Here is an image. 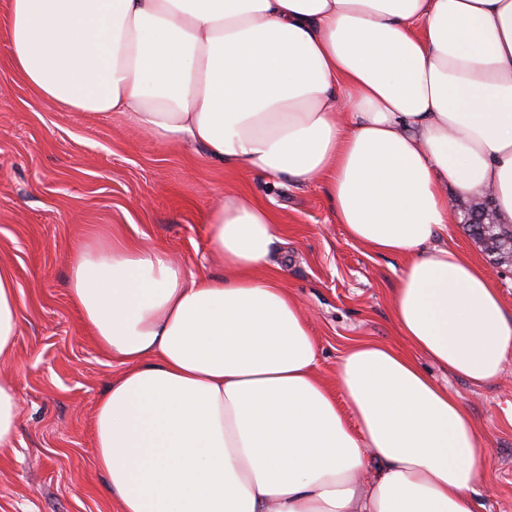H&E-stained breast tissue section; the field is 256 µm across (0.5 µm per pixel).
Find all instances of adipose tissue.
<instances>
[{
  "instance_id": "adipose-tissue-1",
  "label": "adipose tissue",
  "mask_w": 512,
  "mask_h": 512,
  "mask_svg": "<svg viewBox=\"0 0 512 512\" xmlns=\"http://www.w3.org/2000/svg\"><path fill=\"white\" fill-rule=\"evenodd\" d=\"M14 72L68 112L123 113L262 178L319 180L347 237L403 259L399 334L482 385L512 308L442 237L450 197L512 224V0H10ZM219 275L114 235L70 258L82 327L124 364L95 463L118 512H483L471 416L408 356L359 342L317 374L281 227L247 195L206 214ZM20 331L0 266V359Z\"/></svg>"
}]
</instances>
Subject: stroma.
Returning a JSON list of instances; mask_svg holds the SVG:
<instances>
[{
    "label": "stroma",
    "instance_id": "35a3bbf8",
    "mask_svg": "<svg viewBox=\"0 0 512 512\" xmlns=\"http://www.w3.org/2000/svg\"><path fill=\"white\" fill-rule=\"evenodd\" d=\"M10 0H0V265L18 285L21 326L0 377L15 388V447L0 455V512H117L94 464L96 402L121 369L80 325L68 259L91 234L159 245L186 269L213 271L204 215L248 193L281 226L275 260L302 302L319 348L317 372L336 382L356 342L406 349L393 319L403 262L347 238L318 183L255 177L184 142H159L122 113L67 112L34 96L11 71ZM417 363L472 417L492 459L479 487L486 512H512V361L476 386Z\"/></svg>",
    "mask_w": 512,
    "mask_h": 512
}]
</instances>
